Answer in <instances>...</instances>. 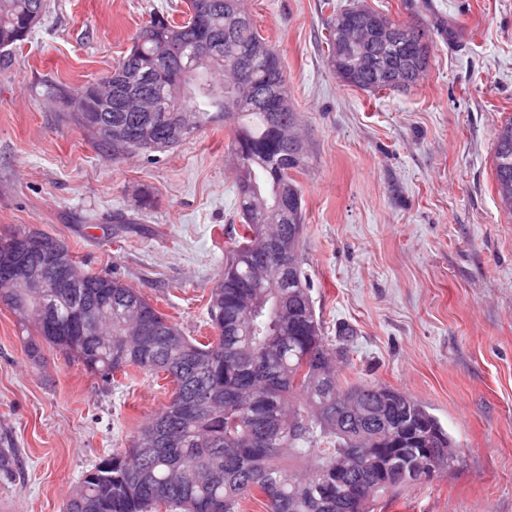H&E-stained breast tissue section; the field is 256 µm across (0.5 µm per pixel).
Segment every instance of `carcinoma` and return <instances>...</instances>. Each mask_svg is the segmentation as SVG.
<instances>
[{"label":"carcinoma","instance_id":"cac0c4a2","mask_svg":"<svg viewBox=\"0 0 512 512\" xmlns=\"http://www.w3.org/2000/svg\"><path fill=\"white\" fill-rule=\"evenodd\" d=\"M207 6L205 25L193 20ZM177 23L157 16L140 28L117 62L113 88L127 73L149 71L142 92L184 86L183 102L194 121L177 136L148 112H128L112 102L105 114L90 101L92 126L112 118L127 127L133 143L110 141L93 131L98 149L114 161L133 153L164 151L214 123L229 128L240 229L229 236L224 270L207 303L215 336L207 342L183 334L165 315L151 337L139 332L133 312L158 309L138 289L109 274L79 269V287L46 289L44 304L64 324L54 335L41 320L20 321L25 353L34 358L48 345L94 377L112 380L128 369L164 374L173 386L161 411L140 428L129 448L112 455V469L85 473L66 512H241L256 494L265 512H336L346 483L362 491L347 512H376L377 499L408 486L403 473L419 467L423 481L456 458L437 460L408 441L386 442L377 422V383L351 384L336 371L333 348L316 317L302 267L304 198L290 176L305 166L304 143L294 134L299 114L279 53L259 34L242 0H185ZM45 10L44 0H0V57L24 41ZM455 38V29L405 26L365 6L336 12L327 27L329 61L345 85L377 94L409 90L407 83L430 66L433 35ZM178 45L179 57L159 55L158 40ZM212 65L192 77L185 65L198 43ZM250 57L243 83L226 59L228 50ZM494 171L499 200H512V118L495 140ZM31 231L18 227L0 236V262L16 257L11 244ZM238 396L235 404L224 395ZM399 417L416 424L423 437L450 439L420 400L397 396ZM358 448V471L336 474V458Z\"/></svg>","mask_w":512,"mask_h":512}]
</instances>
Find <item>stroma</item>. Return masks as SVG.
<instances>
[{"mask_svg": "<svg viewBox=\"0 0 512 512\" xmlns=\"http://www.w3.org/2000/svg\"><path fill=\"white\" fill-rule=\"evenodd\" d=\"M364 5L436 37L416 89L370 94L327 61L332 15ZM183 0H47L0 59V234L36 226L87 269L141 290L182 330L211 335L206 302L239 227L228 130L165 152L104 158L56 87L111 71L134 33ZM279 52L306 165L304 269L322 331L354 329L340 364L426 403L459 460L385 512H512V216L494 180L495 136L512 117V0H244ZM137 219L122 245L115 213ZM0 305V512H66L83 474L128 446L168 401L139 369L111 383L46 348L27 357Z\"/></svg>", "mask_w": 512, "mask_h": 512, "instance_id": "obj_1", "label": "stroma"}]
</instances>
